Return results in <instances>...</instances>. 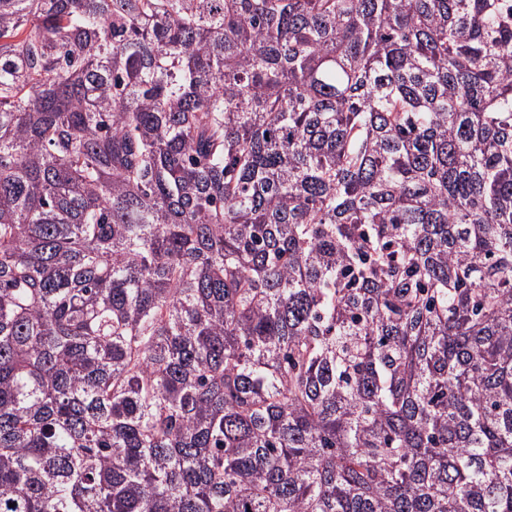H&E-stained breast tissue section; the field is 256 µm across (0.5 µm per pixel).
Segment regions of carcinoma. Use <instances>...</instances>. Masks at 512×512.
Listing matches in <instances>:
<instances>
[{"instance_id": "carcinoma-1", "label": "carcinoma", "mask_w": 512, "mask_h": 512, "mask_svg": "<svg viewBox=\"0 0 512 512\" xmlns=\"http://www.w3.org/2000/svg\"><path fill=\"white\" fill-rule=\"evenodd\" d=\"M0 512H512V0H0Z\"/></svg>"}]
</instances>
